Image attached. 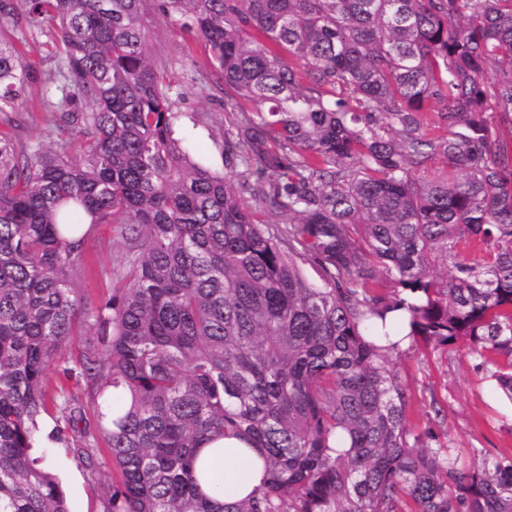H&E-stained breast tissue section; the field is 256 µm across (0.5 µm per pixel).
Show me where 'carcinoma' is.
Listing matches in <instances>:
<instances>
[{
	"mask_svg": "<svg viewBox=\"0 0 512 512\" xmlns=\"http://www.w3.org/2000/svg\"><path fill=\"white\" fill-rule=\"evenodd\" d=\"M154 10L208 43L200 83L253 106L226 162L285 229L174 137ZM3 18L54 23L71 133L0 131V512H68L30 457L52 408L84 423L86 467L106 443V512H512V454L468 466L415 432L394 363L406 339L464 349L512 404V0H0ZM32 70L0 43L1 113ZM111 223L131 257L92 306L71 277L85 225ZM83 325L97 346L64 373L87 401L55 398L46 370ZM226 434L268 476L217 508L196 460Z\"/></svg>",
	"mask_w": 512,
	"mask_h": 512,
	"instance_id": "cac0c4a2",
	"label": "carcinoma"
}]
</instances>
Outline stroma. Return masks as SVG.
Instances as JSON below:
<instances>
[{
  "label": "stroma",
  "instance_id": "1",
  "mask_svg": "<svg viewBox=\"0 0 512 512\" xmlns=\"http://www.w3.org/2000/svg\"><path fill=\"white\" fill-rule=\"evenodd\" d=\"M153 27L151 53L156 63L165 65L172 84L178 135L187 138L194 158L206 160L226 175L231 189L264 223H277V216L260 199L242 190L238 168L224 163V139L236 131L243 115L229 93L204 90L197 83L198 71L211 65L204 41L177 15L156 14ZM0 39L10 41L34 68L26 100L11 114L15 143L54 147L63 133L55 127L52 112L43 106L42 96L50 94L55 101L62 96L64 80L56 47L48 31H32L10 19L0 20ZM126 257L118 225H92L84 261L72 277L75 287L91 303L107 300ZM95 341L91 329L75 332L65 360L47 370L51 389L62 388L68 395L85 398L83 379L65 378L63 371L74 367ZM396 368L409 388L407 415L414 430L447 433L451 447L472 465L512 451V405L504 403L493 382L477 371L474 358L444 347L416 344L403 348ZM47 418L57 438L46 451V463L63 486L69 512H105L114 475L111 458L100 454V469L86 468L76 453L82 445L79 433L68 428L57 412H49Z\"/></svg>",
  "mask_w": 512,
  "mask_h": 512
}]
</instances>
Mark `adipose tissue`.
<instances>
[{
	"label": "adipose tissue",
	"mask_w": 512,
	"mask_h": 512,
	"mask_svg": "<svg viewBox=\"0 0 512 512\" xmlns=\"http://www.w3.org/2000/svg\"><path fill=\"white\" fill-rule=\"evenodd\" d=\"M202 457L211 461V481L205 484V491H212L214 485L230 486L235 499L246 498L263 478V461L258 452L242 439L227 436L205 445Z\"/></svg>",
	"instance_id": "adipose-tissue-1"
}]
</instances>
